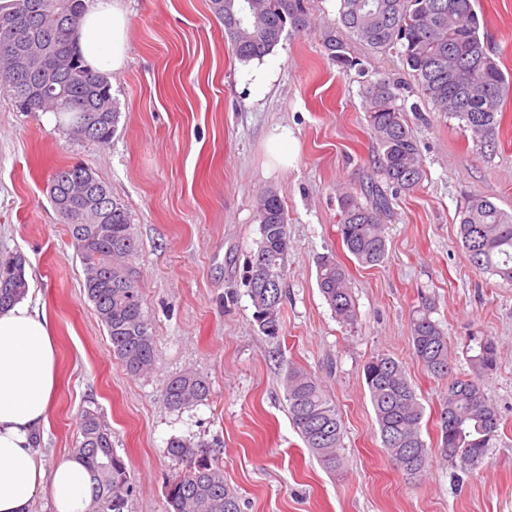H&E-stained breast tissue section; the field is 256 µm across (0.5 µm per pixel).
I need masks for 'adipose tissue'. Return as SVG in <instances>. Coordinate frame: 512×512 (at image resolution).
Masks as SVG:
<instances>
[{
	"instance_id": "ef3b65f1",
	"label": "adipose tissue",
	"mask_w": 512,
	"mask_h": 512,
	"mask_svg": "<svg viewBox=\"0 0 512 512\" xmlns=\"http://www.w3.org/2000/svg\"><path fill=\"white\" fill-rule=\"evenodd\" d=\"M73 33L78 54L96 72L121 69L128 19L119 0H83ZM56 385V345L48 318L24 297L0 309V512H31L49 490L56 512H87L91 476L74 460L45 468L35 436L45 427Z\"/></svg>"
}]
</instances>
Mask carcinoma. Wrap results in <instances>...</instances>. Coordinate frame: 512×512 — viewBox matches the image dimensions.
<instances>
[{"label": "carcinoma", "mask_w": 512, "mask_h": 512, "mask_svg": "<svg viewBox=\"0 0 512 512\" xmlns=\"http://www.w3.org/2000/svg\"><path fill=\"white\" fill-rule=\"evenodd\" d=\"M15 0L0 5V38L12 37L20 52L38 60L33 73L12 71L0 59V91L16 109L33 101L30 111L52 112L73 135L99 144L112 140L120 112L110 81L95 74L73 47L70 34L82 0H29L24 21L13 22ZM212 14L224 26V39L241 61L261 60L277 46L286 29L310 25L308 0H209ZM340 25L324 31L328 58L347 70L360 65L347 36L374 50L399 46L420 93L435 109L458 119L476 136L495 129L512 80L498 66L481 39L472 0H340ZM370 131L378 145V168L388 186L410 192L420 185L424 169L416 139L404 112L396 105L390 82L380 79L364 89ZM80 164L57 168L48 186L50 202L66 224L85 270V289L106 327L112 354L126 371L141 376L155 364V342L149 332L136 281L125 271L137 245L130 216L108 186L76 190ZM366 202H361L360 197ZM338 235L341 244L363 266L382 263L387 255L383 219L389 198L372 181L361 194H339ZM260 239L248 264L246 281L259 331L269 337L282 332L281 303L289 251L288 219L278 194L266 190L256 207ZM461 244L469 263L482 273L512 282V214L484 195L474 194L461 211ZM26 260L0 257V308L25 295ZM318 288L336 319L357 321L356 303L347 270L332 256L318 262ZM431 299L421 297L410 319L413 355L431 376L445 382L438 418V454L452 467L467 471L482 463L498 436L500 414L484 390L483 379L498 362L494 337L471 334L467 359L474 376L452 375L453 353L446 332L431 318ZM364 381L376 417L382 446L392 466L415 477L427 468L432 449L421 433L423 407L402 362L385 354L367 360ZM288 414L305 447L329 473L343 468V427L336 406L321 382L304 368L288 367L284 380ZM209 382L185 371L170 378L165 397L173 409L204 401ZM82 441L73 458L91 473L89 512H125L133 492L125 459L112 448V432L97 411L81 417ZM168 453L187 464L166 486L169 512H243L241 497L224 481V471L204 443L174 437Z\"/></svg>", "instance_id": "1"}]
</instances>
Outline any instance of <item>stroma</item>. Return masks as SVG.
<instances>
[{
	"mask_svg": "<svg viewBox=\"0 0 512 512\" xmlns=\"http://www.w3.org/2000/svg\"><path fill=\"white\" fill-rule=\"evenodd\" d=\"M129 50L112 76L121 112L110 144L73 136L50 112H20L0 93V253L21 254L33 296L56 336L58 382L39 438L45 466L70 459L83 409L98 410L129 461L127 512H166V485L182 470L171 438L219 442L225 481L245 512H512V283L471 267L459 243L468 196L512 214V94L504 121L475 139L417 89L398 49L354 42L360 67L342 70L321 48L340 0H309V28L286 34L260 60L243 62L208 0H122ZM492 57L512 74V0H475ZM271 73L252 96L247 79ZM394 84L426 177L390 194L387 257L360 266L337 233L338 196L379 176L362 91ZM288 128L295 152L273 163L267 139ZM90 167L131 214L132 261L154 336L152 371L130 375L83 291L84 270L47 183L64 164ZM273 189L288 217L290 249L282 332L261 334L245 281L257 248V194ZM349 270L358 318L339 323L317 286V260ZM448 334L453 373H472L464 340L475 331L501 349L485 391L499 435L476 468L458 474L439 458L417 478L398 472L381 445L364 363L388 354L405 366L424 408L422 437L435 445L442 384L412 355L410 314L422 297ZM297 365L316 375L344 427L343 472L325 471L289 415L282 379ZM194 371L210 383L202 404L171 409L165 385Z\"/></svg>",
	"mask_w": 512,
	"mask_h": 512,
	"instance_id": "1",
	"label": "stroma"
}]
</instances>
